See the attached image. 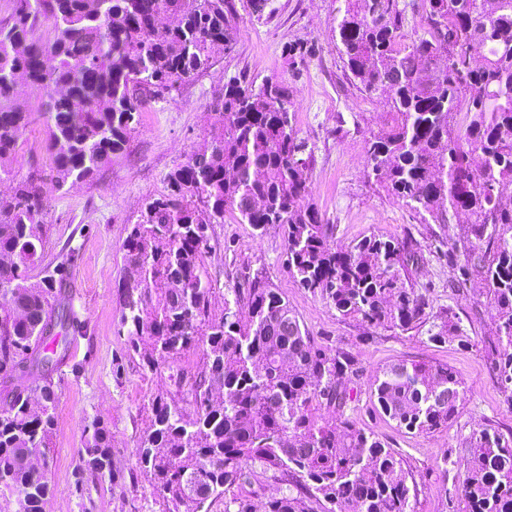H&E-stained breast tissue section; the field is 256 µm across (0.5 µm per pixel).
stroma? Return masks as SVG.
<instances>
[{
    "instance_id": "obj_1",
    "label": "stroma",
    "mask_w": 512,
    "mask_h": 512,
    "mask_svg": "<svg viewBox=\"0 0 512 512\" xmlns=\"http://www.w3.org/2000/svg\"><path fill=\"white\" fill-rule=\"evenodd\" d=\"M234 3L232 50L164 99L147 101L125 153L94 178L56 187L44 123L32 125L19 141L18 176L40 177L45 259L64 265L62 293L84 326L82 333L70 336L74 349L53 374L58 399L44 512H161L136 450L148 432L155 397L192 411L190 385L202 365V349L183 350L153 369L131 349L120 330L118 286L127 274L123 243L144 200L164 192L168 174L186 161L216 121L213 104L230 79L259 85L276 78L287 85L293 128L312 153L304 172L309 200L325 222L336 225L339 246L372 234L399 241L409 237L424 250L430 241L431 225L366 177L369 143L391 116L378 96L353 83L336 47V20L344 0H267L259 13L250 0ZM292 46L301 48V55L290 56ZM208 234L204 263L213 278V312L223 311L225 289L245 278L256 276L276 288L317 343L343 348L357 362L356 375L343 380L354 391L352 401L340 411L325 409V417L343 413L401 454L415 484L416 512H456L471 434L488 427L512 439V390L503 389L497 378L495 309L483 281L452 287L448 262L425 251L413 271L414 282L425 290L432 312L451 310L468 336L464 343L456 337L432 342L424 326L402 331L339 321L319 294L289 278L278 226L258 235L228 213L223 223L210 225ZM396 360L457 372L465 399L447 427L411 434L376 408L370 386ZM175 369L182 370V383L171 379ZM96 421L109 432L112 470L120 479L90 482L80 492L78 467Z\"/></svg>"
}]
</instances>
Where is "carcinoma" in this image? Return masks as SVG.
<instances>
[{"mask_svg": "<svg viewBox=\"0 0 512 512\" xmlns=\"http://www.w3.org/2000/svg\"><path fill=\"white\" fill-rule=\"evenodd\" d=\"M376 0H345L336 46L352 77L380 94L392 121L370 143L367 176L385 184L426 221L439 225L431 246L448 259L452 287L475 276L496 311V364L512 385V0H410L389 13ZM232 0H25L0 15V182L15 178L19 139L40 119L59 188L86 181L122 154L145 98L159 99L212 66L234 41ZM423 33L399 43L407 13ZM44 91L43 111L18 95ZM288 86L236 80L224 85L218 123L187 161L168 176L167 192L144 203L124 242L135 276L122 283L121 328L131 343L146 338L151 369L201 346L193 377L194 412L162 399L152 403L150 432L138 447L139 468L151 474L165 512H254L251 501L226 496L251 483L253 466L279 469L288 493L267 498L263 512H415L408 472L398 452L349 419L319 411L349 400L341 379L356 372L349 352L317 344L281 293L254 278L229 288L224 310L210 309L212 280L203 262V225L233 214L263 232L283 229L288 275L319 293L341 320L410 329L429 320L428 303L409 282L423 259L406 241L380 235L347 249L335 246L337 225L307 201L309 164L289 115ZM41 188L30 175L15 186L17 202L0 200V287L23 309L0 303V512H43L50 493L45 471L23 465L37 453L47 462L56 426L51 374L63 363L47 326L74 324L61 293L64 274L42 267L45 252ZM469 220L478 244L457 258L441 251L455 215ZM42 269L39 284L32 273ZM441 321L429 336H461ZM222 362L223 396L207 397L210 367ZM42 373L46 409H29L24 378ZM381 412L410 433L448 424L464 401L463 381L444 366L393 362L370 387ZM81 471L115 479L112 446L101 423L85 448ZM457 512H512V440L487 428L473 432Z\"/></svg>", "mask_w": 512, "mask_h": 512, "instance_id": "cac0c4a2", "label": "carcinoma"}]
</instances>
